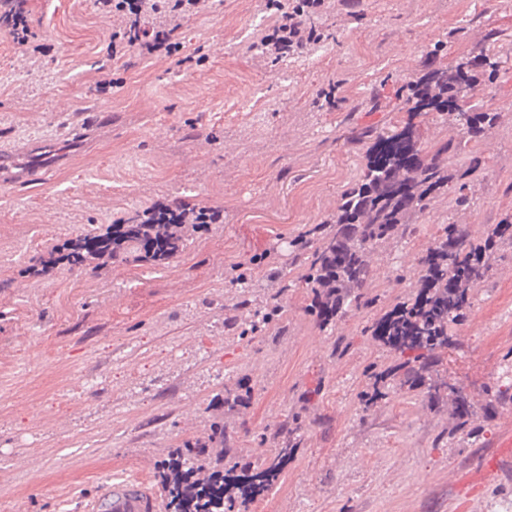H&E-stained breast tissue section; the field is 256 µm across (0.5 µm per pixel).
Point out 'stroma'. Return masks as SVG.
Segmentation results:
<instances>
[{
	"label": "stroma",
	"mask_w": 512,
	"mask_h": 512,
	"mask_svg": "<svg viewBox=\"0 0 512 512\" xmlns=\"http://www.w3.org/2000/svg\"><path fill=\"white\" fill-rule=\"evenodd\" d=\"M28 8L32 46L0 30V512H84L115 477L161 487L162 460L219 420L227 460L256 466L297 413L299 447L246 512H500L512 501V473L476 477L512 426L496 384L512 351L511 246L490 257L467 322L449 326L438 353L458 396L431 404L394 387L367 412L357 399L368 366L400 363L371 327L408 298L444 225L477 243L512 216V0H328L318 47L274 62L251 48L276 20L265 0H215L185 21L176 60L113 58L95 0ZM438 44L442 66L482 48L502 61L472 100L498 126L448 162L480 156L469 204L449 189L372 253L364 293L377 306L320 323L307 311V254L288 243L334 214L365 165L353 131L402 119L396 91ZM103 71L107 94L95 87ZM331 84L332 107L320 96ZM85 118L81 149L27 174L36 143ZM184 194L224 221L191 233L169 263L29 275L65 241ZM273 301L280 320L241 336ZM241 380L248 407L216 404ZM462 396L479 437L458 428Z\"/></svg>",
	"instance_id": "35a3bbf8"
}]
</instances>
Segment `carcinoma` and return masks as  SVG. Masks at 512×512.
Wrapping results in <instances>:
<instances>
[{
    "label": "carcinoma",
    "instance_id": "1",
    "mask_svg": "<svg viewBox=\"0 0 512 512\" xmlns=\"http://www.w3.org/2000/svg\"><path fill=\"white\" fill-rule=\"evenodd\" d=\"M498 56L484 51L450 67L425 66L413 81L400 88L408 91L407 118L385 132L365 128L358 139L366 146V164L360 179L341 197L336 215L316 224L290 247L312 249L302 276L313 298L309 313L326 323L348 308L370 304L361 289L373 277L368 252L383 240L406 233L409 218L424 211L440 197L450 177L456 178V203L467 201L470 177L479 167L469 165L448 174V158L470 142L480 141L496 124L499 113L465 110L461 103L473 98L479 84L493 81ZM455 116L460 139L449 137L431 156L422 155L415 119L430 115ZM86 123H72L68 138L35 148V164L60 157L87 138ZM512 244V218L495 225L478 244L466 242L457 224H448L422 258L423 274L414 296L396 305L372 326V335L404 357L396 368L371 370L372 385L359 394L368 410L387 395L393 384L421 390L430 403L448 396V379L437 369V351L448 346V325L464 322L472 306V290L488 278L487 254ZM251 389H224L223 402L230 408L246 407ZM301 416L279 432L275 454L256 468L219 464L224 459L227 436L224 423L214 422L207 441H186L161 463V478L174 512H234L269 493L298 448Z\"/></svg>",
    "mask_w": 512,
    "mask_h": 512
}]
</instances>
